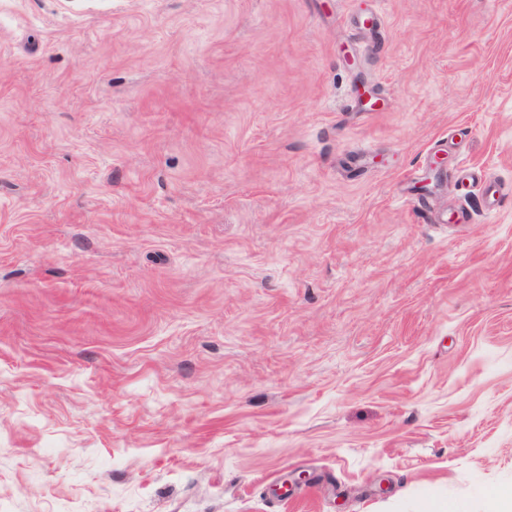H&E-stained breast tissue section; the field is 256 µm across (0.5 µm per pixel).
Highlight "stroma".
Returning a JSON list of instances; mask_svg holds the SVG:
<instances>
[{"label":"stroma","mask_w":512,"mask_h":512,"mask_svg":"<svg viewBox=\"0 0 512 512\" xmlns=\"http://www.w3.org/2000/svg\"><path fill=\"white\" fill-rule=\"evenodd\" d=\"M510 488L512 0H0V512Z\"/></svg>","instance_id":"obj_1"}]
</instances>
